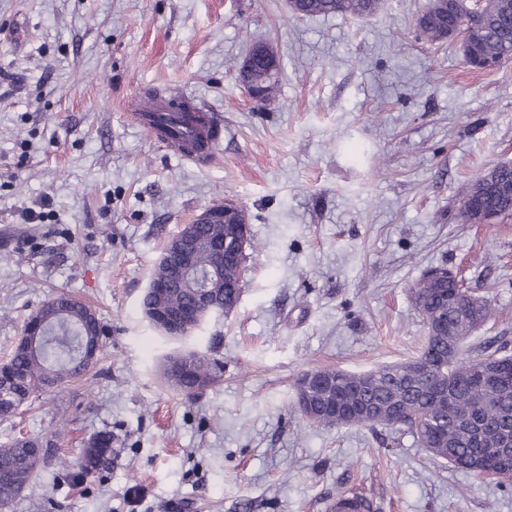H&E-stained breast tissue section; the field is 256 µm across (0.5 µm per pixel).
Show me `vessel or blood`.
<instances>
[{"label":"vessel or blood","mask_w":512,"mask_h":512,"mask_svg":"<svg viewBox=\"0 0 512 512\" xmlns=\"http://www.w3.org/2000/svg\"><path fill=\"white\" fill-rule=\"evenodd\" d=\"M136 123L161 146L184 160L210 163L224 136V116L192 97L178 93L157 102H129Z\"/></svg>","instance_id":"obj_1"}]
</instances>
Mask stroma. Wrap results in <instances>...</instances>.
<instances>
[{
  "label": "stroma",
  "mask_w": 512,
  "mask_h": 512,
  "mask_svg": "<svg viewBox=\"0 0 512 512\" xmlns=\"http://www.w3.org/2000/svg\"><path fill=\"white\" fill-rule=\"evenodd\" d=\"M427 0L369 17H303L286 0H0V360L54 294L90 305L104 351L85 380L0 418V444L48 439L10 512H512V486L432 458L382 427H314L296 383L362 372L424 343L409 289L458 272L496 316L469 344L512 346V216L465 224L461 193L512 161V60L478 72L459 41L418 40ZM281 64L275 98H246L236 67L254 36ZM224 115L198 166L127 114L150 90ZM249 218L242 292L190 336L162 335L141 301L169 239L214 201ZM42 222L27 223L30 213ZM208 353L217 381L186 397L174 355ZM112 437L102 478L66 484L61 459Z\"/></svg>",
  "instance_id": "35a3bbf8"
}]
</instances>
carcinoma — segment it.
Masks as SVG:
<instances>
[{
    "label": "carcinoma",
    "mask_w": 512,
    "mask_h": 512,
    "mask_svg": "<svg viewBox=\"0 0 512 512\" xmlns=\"http://www.w3.org/2000/svg\"><path fill=\"white\" fill-rule=\"evenodd\" d=\"M379 9L374 0H300L296 10L301 16L358 17ZM420 39L430 44H444L452 30L465 34L471 57L501 64L512 59V0H499L492 10L477 15L471 0H457L443 10L436 0H429L416 19ZM257 88L260 104L272 100L279 86V62L276 54L255 55L252 71L238 73ZM216 222L205 224L198 236L199 277L192 285L207 280L209 260L215 241L224 237L228 226L246 222V212L223 215L224 202L210 206ZM156 289L151 301L161 309L187 304L191 289L172 283L171 273L163 266L153 272ZM240 266L224 262L219 275V301L215 312L227 315L237 306L241 291ZM473 294L458 278L421 276L411 287L410 296L425 324L443 322L437 336H426L420 353L407 361L384 364L364 372L322 368L323 380L305 391L306 376L297 383V399L307 420L318 426H363L361 419H345L325 414L315 406L337 396L355 398L380 411L377 426L406 431L435 458L443 459L459 471L478 475L490 469L503 480H512V457L508 469L486 465L485 460L498 448H512V354L507 344L486 341L470 349L455 345L457 338L471 336L495 316V308L483 299L477 314L460 315L448 305V299L462 301ZM103 326L95 311L85 303L61 293L47 301L25 325L24 336L15 346L0 371V417L12 415L35 393L86 374L91 355L101 352ZM492 360L501 366L499 377L491 384H481L479 369ZM215 382L210 358L189 353L182 371L180 390L192 394ZM111 438H100L83 451L70 466L88 475L110 447ZM44 444L30 438L16 437L0 445V508L9 509L16 496L29 484L39 462L31 459L28 448Z\"/></svg>",
    "instance_id": "1"
}]
</instances>
